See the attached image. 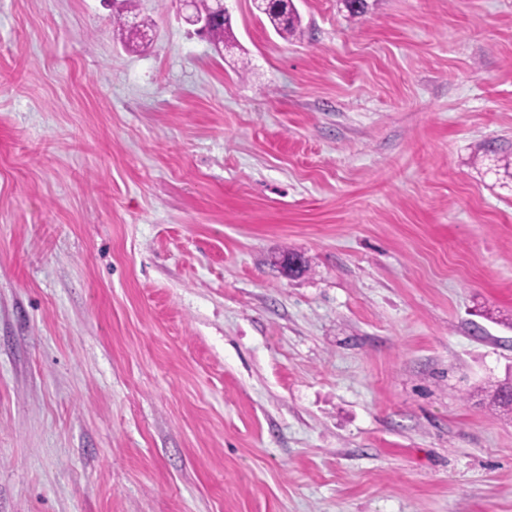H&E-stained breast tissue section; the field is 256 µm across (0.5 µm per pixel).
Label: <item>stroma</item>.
Returning <instances> with one entry per match:
<instances>
[{"label":"stroma","instance_id":"1","mask_svg":"<svg viewBox=\"0 0 512 512\" xmlns=\"http://www.w3.org/2000/svg\"><path fill=\"white\" fill-rule=\"evenodd\" d=\"M367 3L0 0V512H512V0ZM197 7H196V2ZM177 0L179 4V13L181 19L188 26L195 27V31L200 35H206L212 26L216 15L213 13H203L211 10L210 0ZM202 12H200L198 9ZM267 1L271 2L268 7L258 10L267 17L275 33L284 40L300 37L301 20L293 0Z\"/></svg>","mask_w":512,"mask_h":512}]
</instances>
